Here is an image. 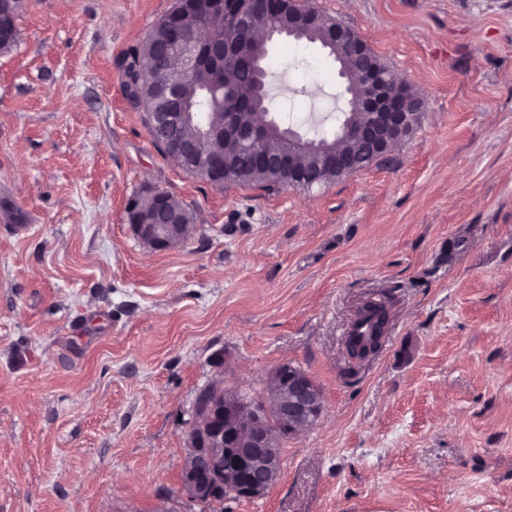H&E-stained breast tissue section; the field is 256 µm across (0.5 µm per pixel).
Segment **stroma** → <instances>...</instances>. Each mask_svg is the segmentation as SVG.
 <instances>
[{
	"mask_svg": "<svg viewBox=\"0 0 512 512\" xmlns=\"http://www.w3.org/2000/svg\"><path fill=\"white\" fill-rule=\"evenodd\" d=\"M424 101L364 171L217 188L153 144L119 59L174 0H24L0 53V512H201L187 422L280 364L321 389L262 496L223 512H512V0H314ZM277 119L339 104L319 46L274 41ZM194 210L154 250L144 185ZM390 300L352 361L361 304ZM167 207L176 212L182 224H177L175 218L164 208H159L155 223L149 224L133 216V205L127 210L128 223L135 236L143 243L153 248L168 249L181 243L189 234L191 225L194 224V212L176 196L161 192ZM164 194V195H163Z\"/></svg>",
	"mask_w": 512,
	"mask_h": 512,
	"instance_id": "1",
	"label": "stroma"
}]
</instances>
